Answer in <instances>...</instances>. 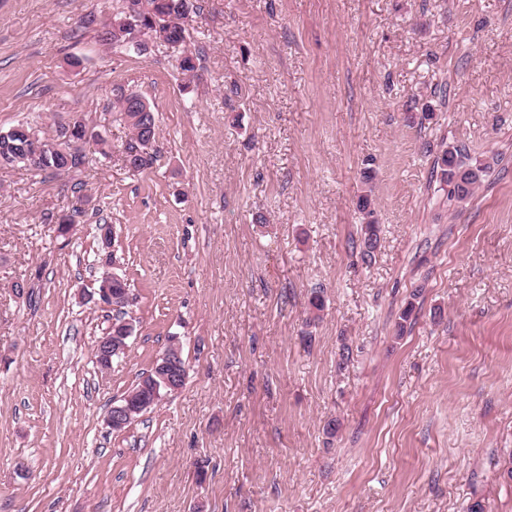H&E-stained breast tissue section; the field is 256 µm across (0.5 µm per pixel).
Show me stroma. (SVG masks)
Returning <instances> with one entry per match:
<instances>
[{
	"mask_svg": "<svg viewBox=\"0 0 512 512\" xmlns=\"http://www.w3.org/2000/svg\"><path fill=\"white\" fill-rule=\"evenodd\" d=\"M197 5L140 56L81 24L115 0H0V131L78 112L112 145L66 175L0 167V512H512V0ZM121 89L155 111L142 173ZM456 146L491 165L461 203L433 171ZM104 222L136 326L105 373L111 309L81 302ZM174 337L185 386L112 430ZM380 245L379 227L376 224H364L361 227L360 239L357 246L360 248L362 261L371 264L375 259Z\"/></svg>",
	"mask_w": 512,
	"mask_h": 512,
	"instance_id": "35a3bbf8",
	"label": "stroma"
}]
</instances>
